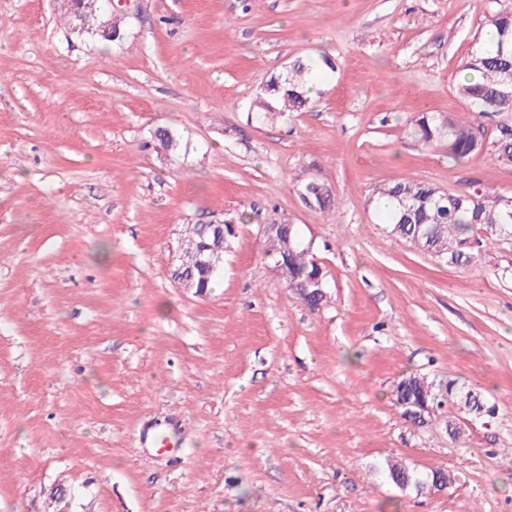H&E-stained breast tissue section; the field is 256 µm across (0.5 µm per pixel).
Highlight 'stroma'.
<instances>
[{"mask_svg":"<svg viewBox=\"0 0 512 512\" xmlns=\"http://www.w3.org/2000/svg\"><path fill=\"white\" fill-rule=\"evenodd\" d=\"M494 12L512 0H112L105 44L57 0H0V512H512V243L442 265L368 202L398 178L512 193L487 151L455 165L405 134L420 112L505 122L455 90ZM297 59L313 105L250 120ZM310 178L333 212L303 204ZM243 212L220 288H179L187 225ZM273 223L312 240L323 311L264 259ZM408 374L495 411L414 428ZM392 459L456 482L399 489ZM413 378L416 380V385H406L403 388H396L395 384L392 391L394 404L399 409L401 416L409 423L413 421L409 410L415 409L414 407H410V402L427 401L431 403L439 387V385H436L434 381H430L427 377H425L426 382L423 381L424 378L421 375H413ZM439 390L446 402L451 401L454 404L458 403L462 397L467 395L479 397L484 400L480 391L459 385L455 380H448V384L444 383L440 385Z\"/></svg>","mask_w":512,"mask_h":512,"instance_id":"obj_1","label":"stroma"}]
</instances>
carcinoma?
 Segmentation results:
<instances>
[{
  "mask_svg": "<svg viewBox=\"0 0 512 512\" xmlns=\"http://www.w3.org/2000/svg\"><path fill=\"white\" fill-rule=\"evenodd\" d=\"M489 25L499 32L495 45L481 44L462 66L463 74L475 72L478 80L469 81L463 77L457 89L471 107V111L512 113V14H495ZM311 81L310 68L296 61L288 72L270 78L267 96L275 105L261 99L256 103L255 118L272 119L287 112H298L312 104L306 89ZM406 134L414 141L431 147L440 143L448 146V155L460 162L471 153L490 144L493 159L503 165L512 166V124H502L492 140H487L485 128L474 121H461L450 116L440 117L430 112H420L405 126ZM298 193L303 203L314 210L329 213L336 208L337 199L326 185L311 179L300 186ZM511 196H491L477 187L457 192H447L439 187L414 179L399 178L375 188L369 201L381 206L384 200L393 203V208L384 212L386 231L397 238L410 242L420 241L424 252L448 265L462 266L472 263L484 246L479 235L483 229L492 236L512 238ZM233 237L231 230L217 236L209 229H198L185 237L182 251L193 255L224 254L226 239ZM264 257L272 262L286 253L289 257L288 282H303L318 277L321 287H326V274L313 256L312 246L302 241L297 225L265 238ZM181 275L192 278L203 294L209 292L219 271H206L193 266L181 270ZM416 384L393 388L394 404L401 416L412 422L409 414L410 402H432L438 392V385L420 375L414 376ZM472 395L482 397L480 391L466 388L454 380H448V400L458 403L461 398ZM441 473L436 469L420 477L406 464L395 460L387 465L390 480L412 488L427 483L433 475Z\"/></svg>",
  "mask_w": 512,
  "mask_h": 512,
  "instance_id": "cac0c4a2",
  "label": "carcinoma"
}]
</instances>
